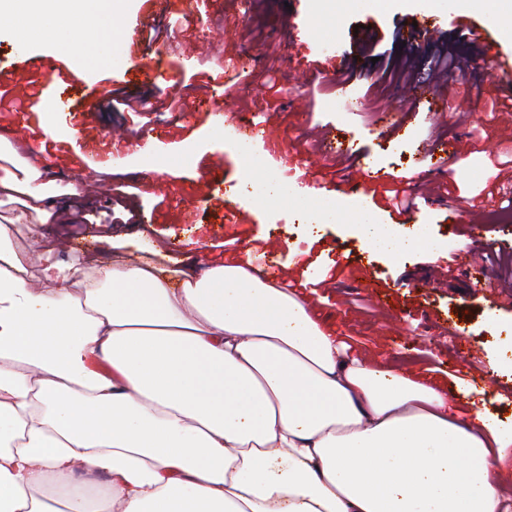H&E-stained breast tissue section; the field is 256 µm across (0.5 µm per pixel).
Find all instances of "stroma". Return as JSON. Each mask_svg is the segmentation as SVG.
<instances>
[{
  "label": "stroma",
  "mask_w": 512,
  "mask_h": 512,
  "mask_svg": "<svg viewBox=\"0 0 512 512\" xmlns=\"http://www.w3.org/2000/svg\"><path fill=\"white\" fill-rule=\"evenodd\" d=\"M459 16L446 0H386L380 9L375 0H210L203 12L180 4L160 15L167 37L137 58L130 56L124 32L100 14L76 30L60 25L52 43L22 45L2 31L0 71L6 77L0 98L17 79L34 81L40 98L34 111L0 121L6 141L0 174L29 162L38 183L62 199L71 184L91 183L86 201L44 226L60 242V263L77 253L111 257L113 237L128 230L111 220L113 190L123 187L126 208L137 210L149 239L161 244L165 265L177 268L189 258L202 269L247 262L260 272L267 253H274L279 284L301 292L363 359L451 389L459 415L481 410L510 429L512 290L503 278L512 269V222H489L480 240L469 236L466 224L474 207L488 214L497 208L487 191L512 162V113L490 111L479 98L466 117L429 123L445 95L487 84L485 70L472 62L452 78L438 79L411 120L399 110L405 85L385 90L384 110L366 96L368 82L380 77L386 62L405 64L408 49L392 34L406 32L410 24L437 28L442 36L435 45L420 43V54L447 50L470 61L477 56V44L456 35ZM371 21L387 36L385 57L377 62L363 54L355 32ZM300 28L312 58L330 59L337 71L355 65L363 81L321 91L314 76L296 72ZM211 29L227 31L223 51H195L196 37ZM39 54L64 62L71 79L84 87L114 76L122 96L181 95L191 108L153 114L150 124L158 132L146 140L134 114L107 110L99 101L87 104L92 123L79 125L69 113L49 111L68 87L27 65L28 57ZM225 65L240 73L231 88L194 78ZM269 73L275 84H267ZM245 120L268 132L267 142L254 144L247 175L235 145L224 140L225 124ZM394 122L405 123V131L389 134ZM117 129L127 138L118 153L94 146L92 135L108 138ZM325 134L353 144L357 157L316 168L320 189L302 187L300 168ZM431 147L436 157H426ZM215 154L223 155V168L209 167ZM286 155L291 164L283 163ZM245 176L258 187L284 188L288 197L236 200L238 220L226 222L224 189ZM407 182L423 191L443 183L448 194L419 203L402 223L379 192ZM354 196L393 235L420 232L424 242L394 259L369 251L350 228L348 203ZM372 278L387 284L386 300L373 296L367 286ZM471 368L477 380H470Z\"/></svg>",
  "instance_id": "obj_1"
}]
</instances>
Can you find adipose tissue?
I'll return each instance as SVG.
<instances>
[{"label": "adipose tissue", "mask_w": 512, "mask_h": 512, "mask_svg": "<svg viewBox=\"0 0 512 512\" xmlns=\"http://www.w3.org/2000/svg\"><path fill=\"white\" fill-rule=\"evenodd\" d=\"M125 0H0V30ZM41 221L0 224V512H512L500 426L353 356L302 298L240 265L167 270L157 246L55 259L71 207L8 172ZM497 448L495 456L501 458L500 489L507 500H512V440Z\"/></svg>", "instance_id": "obj_1"}]
</instances>
